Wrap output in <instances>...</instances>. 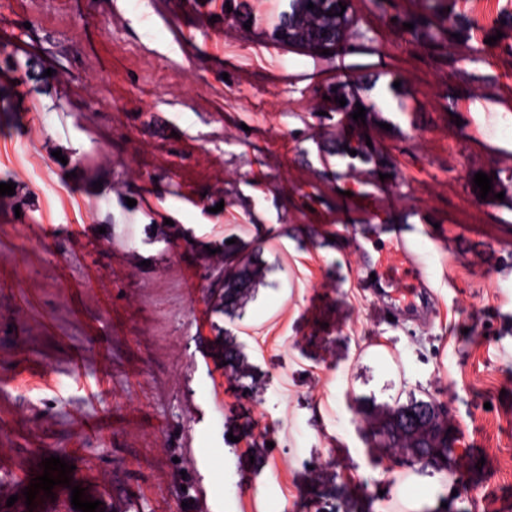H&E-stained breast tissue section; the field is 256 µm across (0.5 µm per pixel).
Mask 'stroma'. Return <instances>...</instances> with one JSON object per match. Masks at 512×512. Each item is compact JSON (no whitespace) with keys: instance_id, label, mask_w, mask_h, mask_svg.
Masks as SVG:
<instances>
[{"instance_id":"obj_1","label":"stroma","mask_w":512,"mask_h":512,"mask_svg":"<svg viewBox=\"0 0 512 512\" xmlns=\"http://www.w3.org/2000/svg\"><path fill=\"white\" fill-rule=\"evenodd\" d=\"M507 2L444 0L469 61L396 34L424 0H347L327 55L279 39L289 0H0V512H512ZM396 231L424 323L358 251ZM430 401L464 456L382 444ZM51 456L70 486L10 503Z\"/></svg>"}]
</instances>
